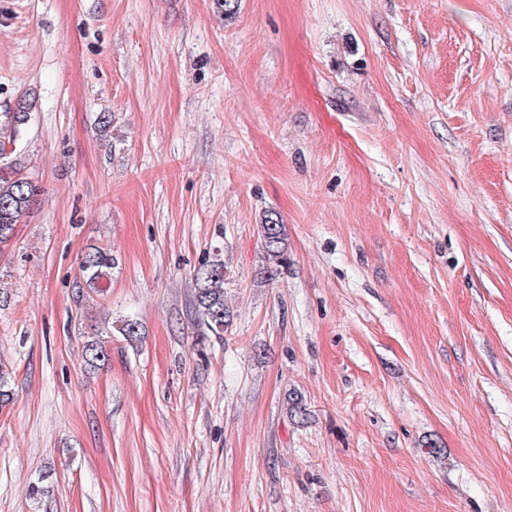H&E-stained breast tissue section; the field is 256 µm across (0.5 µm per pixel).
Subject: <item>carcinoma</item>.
Here are the masks:
<instances>
[{"instance_id": "carcinoma-1", "label": "carcinoma", "mask_w": 512, "mask_h": 512, "mask_svg": "<svg viewBox=\"0 0 512 512\" xmlns=\"http://www.w3.org/2000/svg\"><path fill=\"white\" fill-rule=\"evenodd\" d=\"M34 108L33 102L22 99L17 102L16 111L6 114V122L4 127H0V134H8V143L17 145L22 130L31 120ZM6 144L0 143V253L13 243L17 225L22 223L42 192L35 181L21 173L19 162L7 156ZM260 231L265 245L263 274L271 278L287 260L286 227L280 216L267 211L261 219ZM115 264L116 258L112 255L111 247L88 248L80 262L84 286L95 293L101 292L100 285L112 276ZM193 280V306L200 334L224 337V331L229 329L234 318L233 310L224 300V261L215 258L202 264L195 271ZM117 332L131 344L137 343L143 336L142 325L133 318L120 320ZM82 358L90 369L103 365L109 358L105 341L98 336L91 337L84 346ZM13 400L14 389L9 373L1 370L0 407L9 405ZM285 409L294 420L302 421L307 415L306 405L296 392L288 394Z\"/></svg>"}]
</instances>
